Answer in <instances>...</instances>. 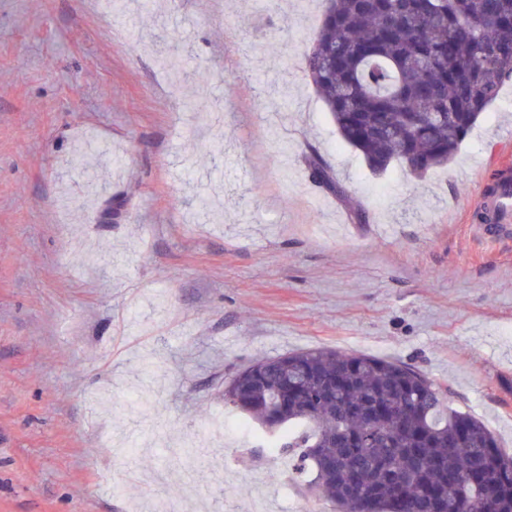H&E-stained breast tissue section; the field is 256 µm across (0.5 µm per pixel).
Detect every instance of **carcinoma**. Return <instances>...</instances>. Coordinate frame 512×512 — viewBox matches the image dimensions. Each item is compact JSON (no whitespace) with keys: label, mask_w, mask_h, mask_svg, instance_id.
<instances>
[{"label":"carcinoma","mask_w":512,"mask_h":512,"mask_svg":"<svg viewBox=\"0 0 512 512\" xmlns=\"http://www.w3.org/2000/svg\"><path fill=\"white\" fill-rule=\"evenodd\" d=\"M304 53L341 139L382 173L445 167L512 80V0H324ZM309 176L343 201L319 157ZM224 404L303 449L320 493L344 512H512V455L446 389L396 361L315 348L255 360Z\"/></svg>","instance_id":"obj_1"}]
</instances>
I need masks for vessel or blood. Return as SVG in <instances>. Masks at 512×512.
Instances as JSON below:
<instances>
[{"instance_id":"vessel-or-blood-1","label":"vessel or blood","mask_w":512,"mask_h":512,"mask_svg":"<svg viewBox=\"0 0 512 512\" xmlns=\"http://www.w3.org/2000/svg\"><path fill=\"white\" fill-rule=\"evenodd\" d=\"M471 220L481 225L488 242L512 239V171L501 170L495 180L482 185Z\"/></svg>"}]
</instances>
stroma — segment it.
<instances>
[{
	"label": "stroma",
	"mask_w": 512,
	"mask_h": 512,
	"mask_svg": "<svg viewBox=\"0 0 512 512\" xmlns=\"http://www.w3.org/2000/svg\"><path fill=\"white\" fill-rule=\"evenodd\" d=\"M321 19L0 0V512H341L224 403L313 348L414 366L512 453V242L466 221L512 159V80L448 167L375 174L305 76ZM309 176L319 186L326 188L342 200L346 199L345 190L331 176L327 164L319 157H311L307 161Z\"/></svg>",
	"instance_id": "stroma-1"
}]
</instances>
